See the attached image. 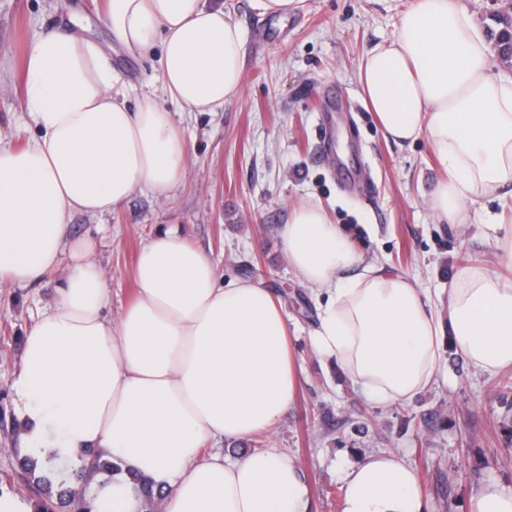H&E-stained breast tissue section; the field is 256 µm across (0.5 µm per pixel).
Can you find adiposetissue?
<instances>
[{"instance_id":"1","label":"adipose tissue","mask_w":512,"mask_h":512,"mask_svg":"<svg viewBox=\"0 0 512 512\" xmlns=\"http://www.w3.org/2000/svg\"><path fill=\"white\" fill-rule=\"evenodd\" d=\"M108 26L130 55L159 53L157 88L136 108L112 90L97 42L50 28L26 46L24 105L37 133L0 137V280L25 287L65 271L54 303L24 337L15 416L34 453L79 465L105 448L122 468L100 493L110 512H141L133 476L152 479L161 512H308L298 462L276 448L233 462L214 440L271 429L295 397L298 358L280 301L262 282H220L212 259L178 230L138 252L136 294L108 317L112 294L97 244L70 239L75 213L103 214L138 189L170 197L188 146L171 113L209 112L243 85V32L216 0H107ZM454 0H408L397 33L361 63L358 84L383 134L426 137L447 176L430 209L470 221L469 202L512 186V75ZM289 264L326 302L312 335L381 405L429 385L442 336L476 370L512 365V278L462 267L429 295L363 254L314 203L283 232ZM447 305L440 320L438 305ZM342 512H427L414 470L391 452L345 476Z\"/></svg>"}]
</instances>
